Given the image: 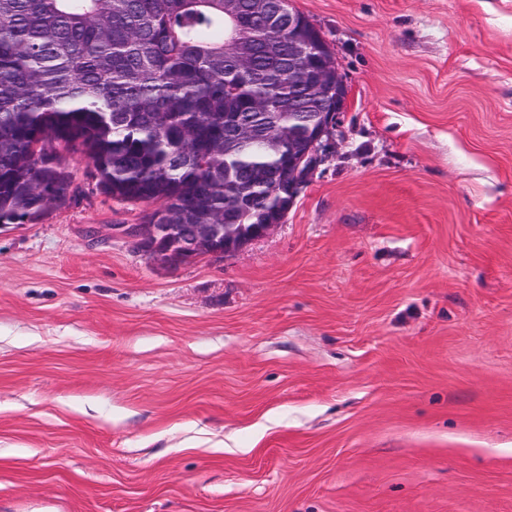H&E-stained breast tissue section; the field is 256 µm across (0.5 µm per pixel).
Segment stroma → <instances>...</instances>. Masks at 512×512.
<instances>
[{"label": "stroma", "mask_w": 512, "mask_h": 512, "mask_svg": "<svg viewBox=\"0 0 512 512\" xmlns=\"http://www.w3.org/2000/svg\"><path fill=\"white\" fill-rule=\"evenodd\" d=\"M292 4L348 97L264 237L0 227V512H512V0Z\"/></svg>", "instance_id": "1"}]
</instances>
